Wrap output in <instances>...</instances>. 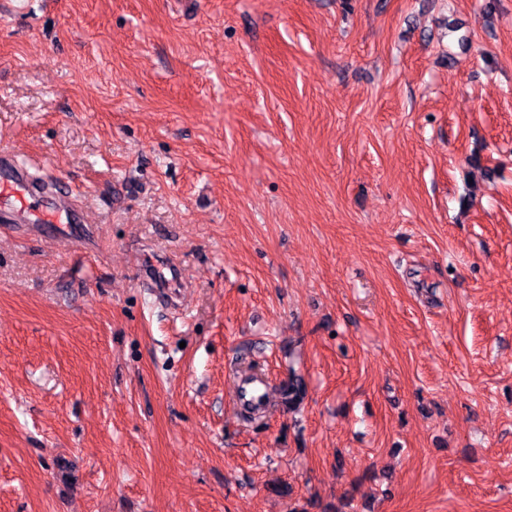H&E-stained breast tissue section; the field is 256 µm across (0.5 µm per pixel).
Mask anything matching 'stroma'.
Here are the masks:
<instances>
[{"label":"stroma","instance_id":"stroma-1","mask_svg":"<svg viewBox=\"0 0 512 512\" xmlns=\"http://www.w3.org/2000/svg\"><path fill=\"white\" fill-rule=\"evenodd\" d=\"M486 2L0 0V150L86 213L0 223V512H512ZM277 395L280 404L288 409H294L301 405L307 395L306 384L302 376L294 370L290 371L288 380L280 385Z\"/></svg>","mask_w":512,"mask_h":512}]
</instances>
